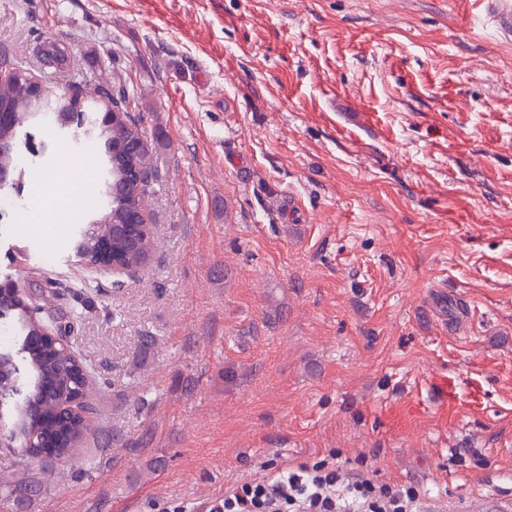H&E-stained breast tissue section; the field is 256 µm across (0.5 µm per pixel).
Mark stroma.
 I'll use <instances>...</instances> for the list:
<instances>
[{
	"mask_svg": "<svg viewBox=\"0 0 512 512\" xmlns=\"http://www.w3.org/2000/svg\"><path fill=\"white\" fill-rule=\"evenodd\" d=\"M472 3L0 0V73L125 98L157 239L115 279L0 217L101 385L92 477L31 462L0 512H209L331 455L438 512L512 497V38ZM38 138L31 169L100 163Z\"/></svg>",
	"mask_w": 512,
	"mask_h": 512,
	"instance_id": "stroma-1",
	"label": "stroma"
}]
</instances>
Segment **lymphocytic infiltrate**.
I'll return each mask as SVG.
<instances>
[{"label":"lymphocytic infiltrate","instance_id":"f902f5d3","mask_svg":"<svg viewBox=\"0 0 512 512\" xmlns=\"http://www.w3.org/2000/svg\"><path fill=\"white\" fill-rule=\"evenodd\" d=\"M416 502L413 489L351 478L323 459L238 485L213 512H416Z\"/></svg>","mask_w":512,"mask_h":512}]
</instances>
